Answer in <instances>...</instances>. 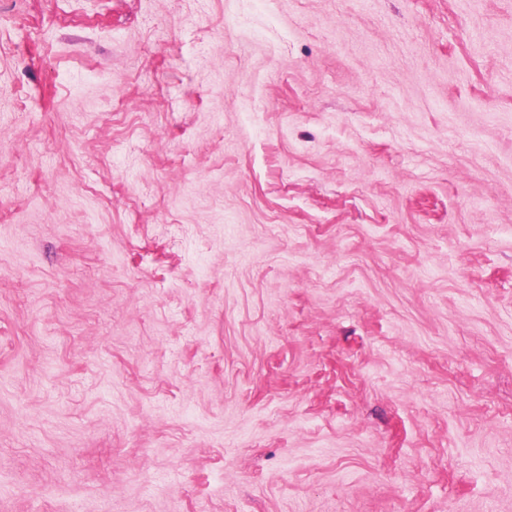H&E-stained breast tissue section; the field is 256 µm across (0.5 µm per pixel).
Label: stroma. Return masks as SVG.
<instances>
[{
	"label": "stroma",
	"mask_w": 512,
	"mask_h": 512,
	"mask_svg": "<svg viewBox=\"0 0 512 512\" xmlns=\"http://www.w3.org/2000/svg\"><path fill=\"white\" fill-rule=\"evenodd\" d=\"M512 512V0H0V512Z\"/></svg>",
	"instance_id": "35a3bbf8"
}]
</instances>
